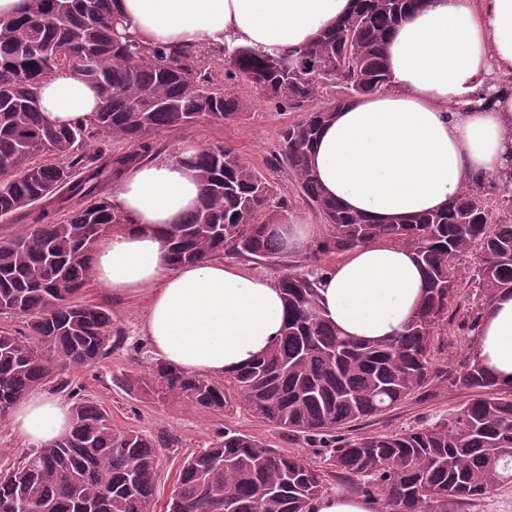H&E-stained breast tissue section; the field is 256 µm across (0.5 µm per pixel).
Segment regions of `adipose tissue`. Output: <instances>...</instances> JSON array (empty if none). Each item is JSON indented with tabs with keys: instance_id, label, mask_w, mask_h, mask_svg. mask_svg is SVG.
I'll list each match as a JSON object with an SVG mask.
<instances>
[{
	"instance_id": "ef3b65f1",
	"label": "adipose tissue",
	"mask_w": 512,
	"mask_h": 512,
	"mask_svg": "<svg viewBox=\"0 0 512 512\" xmlns=\"http://www.w3.org/2000/svg\"><path fill=\"white\" fill-rule=\"evenodd\" d=\"M130 32L149 43L216 50L248 45L282 51L309 43L351 9V0H114ZM389 86L339 107L320 131L309 165L324 192L378 222L444 209L462 187L505 170L512 153V0H433L412 11L387 44ZM485 103L469 108L476 92ZM100 105L96 87L72 70L40 89L54 127L86 122ZM187 147L179 161L130 168L111 203L126 224L103 236L92 273L116 296L147 300L145 338L154 357L190 374L221 377L263 355L283 327L273 280L208 260L172 265L168 234L201 203L202 184ZM425 275L408 249L355 248L323 275L318 301L346 335L383 340L415 314ZM476 349L493 380L512 388V293L495 296ZM32 446L71 426V406L37 387L9 413Z\"/></svg>"
}]
</instances>
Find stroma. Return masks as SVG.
<instances>
[{
	"instance_id": "1",
	"label": "stroma",
	"mask_w": 512,
	"mask_h": 512,
	"mask_svg": "<svg viewBox=\"0 0 512 512\" xmlns=\"http://www.w3.org/2000/svg\"><path fill=\"white\" fill-rule=\"evenodd\" d=\"M235 90L243 103L236 118L164 134L159 139L161 158H172L189 145L219 143L235 148L251 166L265 169L267 159L279 149L281 128L297 120L298 115L278 110L259 99L246 83H238ZM78 300L110 308L114 315L112 332L122 337L123 342L98 363L71 371L68 379L85 399L96 403L108 415L113 426L136 430L155 440L160 460L156 479L157 512L167 510L183 459L207 447L212 438L227 427L259 437L270 447L298 455L313 464L325 465L328 449L308 441L305 436L287 433L254 417L245 407L237 405L223 414L204 413L163 398L153 388L127 387L126 379L148 376L151 349L143 333L145 300L112 295L94 280L88 282ZM465 399V393L434 381L385 416L359 422L354 428L345 429L344 434L361 436L431 423L459 408Z\"/></svg>"
}]
</instances>
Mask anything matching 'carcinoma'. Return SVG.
<instances>
[{
    "label": "carcinoma",
    "mask_w": 512,
    "mask_h": 512,
    "mask_svg": "<svg viewBox=\"0 0 512 512\" xmlns=\"http://www.w3.org/2000/svg\"><path fill=\"white\" fill-rule=\"evenodd\" d=\"M32 2L24 17L0 23V217L29 220L0 242V314L28 328L25 339L0 333V417L34 387L67 389L63 372L96 363L120 343L112 339L111 309L73 301L91 276L97 241L124 224L110 191L128 167L156 154L154 137L235 118L242 103L228 82L238 81L265 101L302 111L282 128L267 166L292 178L320 229L278 279L285 319L269 352L222 383L152 361L149 377L161 396L214 414L240 403L314 443L385 415L434 379L467 400L435 423L337 441L328 470L226 427L180 465L168 512H311L328 485L346 479L359 480L369 497L380 494L386 512H448L512 483V389L492 380L473 341L456 369L444 372L434 361L460 296L461 256L479 254L482 303L460 326L467 334L494 296L512 292V174L461 189L441 211L378 224L329 198L308 165L336 108L389 85L387 39L430 0H353L348 15L304 47L269 53L226 45L219 61L205 50L122 36L112 0ZM63 69L100 93L87 124L55 128L42 118L39 87ZM338 84L346 95L312 106ZM91 129L126 141L128 150L106 158L82 152ZM195 168L203 199L171 227L172 264L221 252L254 262L287 258L278 215L288 213V199L265 175L222 144L201 148ZM376 242L411 250L426 286L395 336L364 342L325 318L317 289L331 260ZM158 466L153 439L112 427L79 399L68 433L0 473V512H156Z\"/></svg>",
    "instance_id": "obj_1"
}]
</instances>
